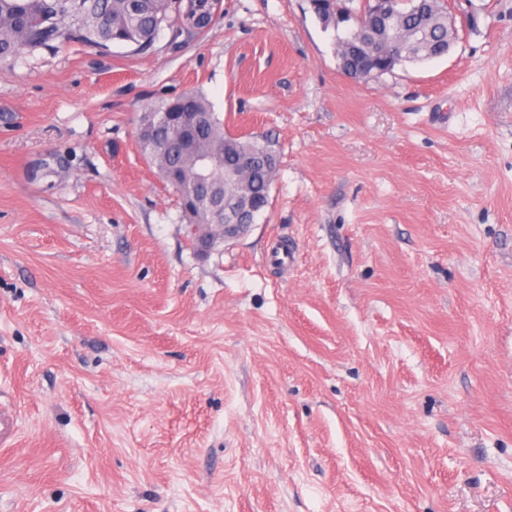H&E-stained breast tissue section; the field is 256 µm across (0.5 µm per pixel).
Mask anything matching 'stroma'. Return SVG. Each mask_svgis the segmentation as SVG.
Masks as SVG:
<instances>
[{
	"instance_id": "obj_1",
	"label": "stroma",
	"mask_w": 512,
	"mask_h": 512,
	"mask_svg": "<svg viewBox=\"0 0 512 512\" xmlns=\"http://www.w3.org/2000/svg\"><path fill=\"white\" fill-rule=\"evenodd\" d=\"M456 9L373 80L307 0L0 65V512H512V0ZM189 91L279 149L204 251L137 140ZM247 210H251L248 202H243L238 199V205L235 208L225 207L218 209L215 213L216 221L209 222L208 226H211V231L208 235L199 239L200 245L206 246L210 238L220 234L224 237V240L236 239L245 235L252 224H242L243 215Z\"/></svg>"
}]
</instances>
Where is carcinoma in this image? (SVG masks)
<instances>
[{"instance_id":"cac0c4a2","label":"carcinoma","mask_w":512,"mask_h":512,"mask_svg":"<svg viewBox=\"0 0 512 512\" xmlns=\"http://www.w3.org/2000/svg\"><path fill=\"white\" fill-rule=\"evenodd\" d=\"M352 0H309L310 7L323 28L334 32L336 48L346 50L347 43L361 35V23L371 14L372 3L353 9ZM185 0H0V64L13 62L23 51L80 41L107 52L113 45L150 48L163 25L174 33L192 30L191 19L184 9ZM393 17L375 32L365 34L383 50L398 48L402 60L384 57L379 70L386 74L405 63L420 64L448 55V42L456 33L448 29V9L444 0H432L431 13L425 17L408 12L401 0H390ZM190 114L206 116L202 127L185 126ZM149 136L138 139L144 158L164 175V181L182 193L194 183L200 163L210 162V180L219 197L233 202L245 195L260 208H267L270 189L278 164L274 140L263 142L242 137L233 139L204 96L186 93L164 101L142 117ZM190 139L188 149H178L181 136ZM240 151H266L269 160L256 166L242 182L224 184V174L232 168L224 145ZM208 186L200 187L195 196H180L182 211L189 224L209 220L206 203Z\"/></svg>"}]
</instances>
